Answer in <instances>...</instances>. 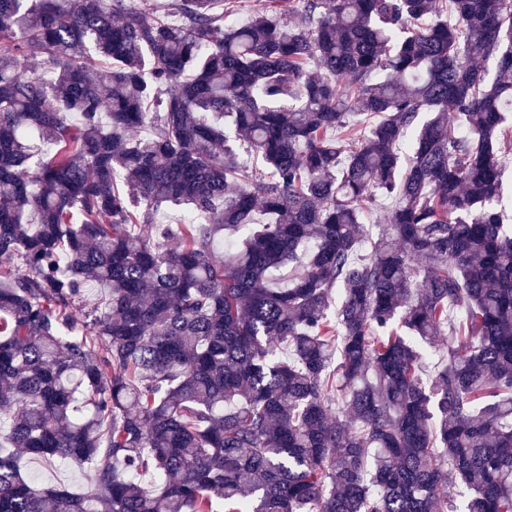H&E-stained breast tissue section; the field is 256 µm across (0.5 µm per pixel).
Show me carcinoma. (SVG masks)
<instances>
[{
    "label": "carcinoma",
    "mask_w": 512,
    "mask_h": 512,
    "mask_svg": "<svg viewBox=\"0 0 512 512\" xmlns=\"http://www.w3.org/2000/svg\"><path fill=\"white\" fill-rule=\"evenodd\" d=\"M168 11L0 0V512H512V0ZM390 203L387 200L377 197V202L372 209L366 214L364 226L369 238H375L383 230V223L380 222L385 211L389 208ZM25 471L29 478L39 484H60L74 490L87 486L84 470L73 462H64L48 468L42 461L30 459L26 462Z\"/></svg>",
    "instance_id": "carcinoma-1"
}]
</instances>
